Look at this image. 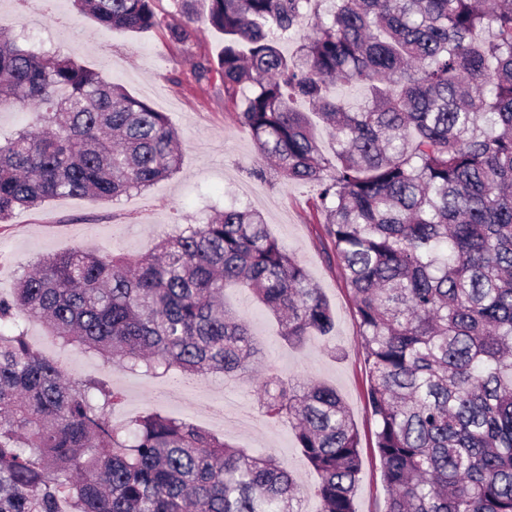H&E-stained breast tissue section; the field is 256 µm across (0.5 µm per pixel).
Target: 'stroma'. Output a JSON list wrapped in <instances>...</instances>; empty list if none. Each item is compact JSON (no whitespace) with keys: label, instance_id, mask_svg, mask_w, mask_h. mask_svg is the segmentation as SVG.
<instances>
[{"label":"stroma","instance_id":"35a3bbf8","mask_svg":"<svg viewBox=\"0 0 512 512\" xmlns=\"http://www.w3.org/2000/svg\"><path fill=\"white\" fill-rule=\"evenodd\" d=\"M155 7L160 26L135 34L98 28L76 13L71 0H27L23 5L0 0V25L22 42L59 51L121 84L165 113L182 144L179 171L143 193L114 203L58 197L16 210L8 223L0 224V292L10 293L27 266L43 256L85 247L140 256L152 252L178 225L205 222L213 207L235 201L260 211L269 233L295 254L330 302L335 328L330 337H313L296 350L280 339L274 320L248 292L226 289V300L248 318L265 370L336 387L361 438L363 474L354 507L356 512H380L385 497L382 465L374 448L375 421L366 399L353 303L333 248L322 238L317 188L254 177L255 147L239 126L232 104L225 102L223 86L196 83L190 73L192 60L222 52L223 34L201 25L187 45L175 44L167 29L171 0H156ZM57 356L70 377L100 379L122 393L123 401L113 413L117 422L156 411L211 432L216 430L211 411L223 408L224 428L216 430L221 437L240 448L274 454L306 491L302 512H317L313 489L318 477L297 448L290 424H271L261 417L254 384L211 375L204 380L207 399L185 401L169 395L168 379L127 373L120 362H94L74 347Z\"/></svg>","mask_w":512,"mask_h":512}]
</instances>
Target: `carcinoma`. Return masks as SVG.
Wrapping results in <instances>:
<instances>
[{
    "label": "carcinoma",
    "mask_w": 512,
    "mask_h": 512,
    "mask_svg": "<svg viewBox=\"0 0 512 512\" xmlns=\"http://www.w3.org/2000/svg\"><path fill=\"white\" fill-rule=\"evenodd\" d=\"M106 30L158 25L154 0H74ZM224 34L220 80L263 165L320 186L324 236L355 303L377 423L381 512H512V0H172ZM299 38L294 55L285 42ZM360 84L354 109L336 95ZM307 102L326 134L317 137ZM34 120L0 142V221L56 197L114 201L175 174L162 112L70 57L0 37V112ZM246 288L289 345L329 334L334 311L304 267L235 204L148 255L74 249L40 259L0 296V512H301L303 489L255 455L158 412L113 421L120 391L69 379L51 343L130 373L261 366ZM266 421L288 420L319 476V512H355L361 441L327 384L259 381Z\"/></svg>",
    "instance_id": "obj_1"
}]
</instances>
